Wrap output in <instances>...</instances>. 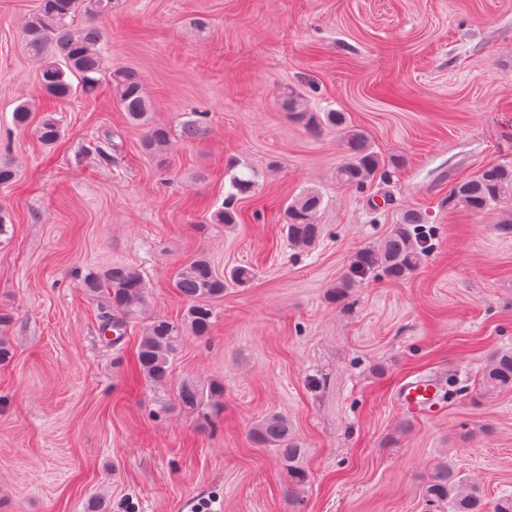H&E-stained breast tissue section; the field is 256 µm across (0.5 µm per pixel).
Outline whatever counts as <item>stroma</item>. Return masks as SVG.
I'll use <instances>...</instances> for the list:
<instances>
[{"instance_id": "stroma-1", "label": "stroma", "mask_w": 512, "mask_h": 512, "mask_svg": "<svg viewBox=\"0 0 512 512\" xmlns=\"http://www.w3.org/2000/svg\"><path fill=\"white\" fill-rule=\"evenodd\" d=\"M39 4L0 0V161L16 171L0 184V309L15 315L0 512H425L441 466L487 504L512 495V390L482 382L512 351V199L474 214L450 198L512 165V0H121L100 23L108 63L140 72L152 121L210 115L205 138L172 136L163 168L109 90L43 100L23 33ZM291 93L365 134L378 168L364 190L336 179L342 130L289 118ZM25 100L36 110L19 130ZM48 110L63 124L51 145L32 131ZM113 133L107 167L85 148ZM237 171L255 192L237 200L239 223H211ZM308 189L323 234L299 251L280 209ZM409 210L429 239L419 268L334 296L355 254ZM202 254L254 276L210 299L209 335L186 334L168 384L151 387L133 346L149 318L181 320L175 275ZM115 262L140 269L147 294L111 344L82 279ZM436 371L458 394L440 419L407 422L398 384ZM214 381L222 398L180 406L182 385ZM273 412L304 450L303 486L250 438Z\"/></svg>"}]
</instances>
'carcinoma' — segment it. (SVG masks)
I'll use <instances>...</instances> for the list:
<instances>
[{"label":"carcinoma","mask_w":512,"mask_h":512,"mask_svg":"<svg viewBox=\"0 0 512 512\" xmlns=\"http://www.w3.org/2000/svg\"><path fill=\"white\" fill-rule=\"evenodd\" d=\"M99 7L91 11V0H41L38 9L25 22V48L27 53L42 64V92L49 99H65L76 92L94 93L108 75L117 104L127 119L145 127L141 149L152 157L157 166H166L165 150L171 130L160 124L150 123L152 101L144 91L142 77L134 70L107 65L103 35L99 21L112 15L119 0H96ZM79 79L78 85L68 76ZM285 107L291 115L315 127L321 123L341 126L345 117L339 112H328L319 117L301 110L298 97L290 94ZM209 132V113L186 112L179 125V136L185 141H196ZM37 138L45 144L55 143L61 135V124L54 113L45 115L36 126ZM349 159L336 171L342 184L362 189L376 169L377 158L369 149L366 136L355 130L348 131ZM91 149L105 164H112V137L92 142ZM450 196L456 204L477 214L512 198V167L494 165L482 169L477 175L455 184ZM234 196H229L223 207L213 214L217 224H235L239 219L233 208ZM322 196L306 190L283 207L282 224L288 244L297 249L316 245L322 236L318 224ZM419 214H404L383 243L359 251L351 266V275L336 284L349 288L354 278L380 270L390 280L408 278L419 267L427 250V236L419 230ZM226 282L220 278L209 259L199 256L177 273L174 287L188 301L181 320L164 317L153 318L137 343L135 369L140 378L153 386L168 383L172 362L179 351L185 332L205 337L214 323V312L205 300L224 293ZM86 290L100 302V331L107 335L116 333L113 342L125 334L128 320L140 311L146 297V285L141 272L129 265L114 264L101 273H89L84 278ZM13 314L0 312V364L9 362L13 348L7 330ZM484 385L491 390L512 389V353H501L491 359L483 373ZM204 394L192 385L185 384L178 391L179 404L194 409L203 402ZM252 440L275 449L288 472L292 484L306 482L307 474L299 464L301 448L296 441L288 419L278 413L266 416L254 428ZM429 512H484L482 499L449 468L440 469L431 478L425 490Z\"/></svg>","instance_id":"1"}]
</instances>
